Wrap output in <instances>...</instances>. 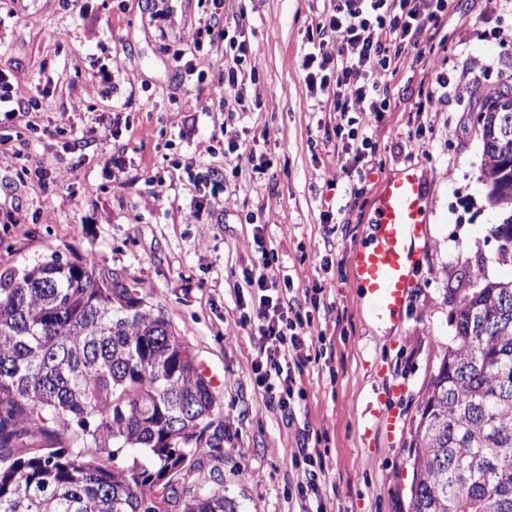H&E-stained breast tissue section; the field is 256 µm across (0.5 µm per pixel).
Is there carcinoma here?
<instances>
[{"mask_svg": "<svg viewBox=\"0 0 512 512\" xmlns=\"http://www.w3.org/2000/svg\"><path fill=\"white\" fill-rule=\"evenodd\" d=\"M511 92L485 98L481 127L489 200L507 212L490 234L510 241ZM450 304L412 435L410 512H512V278ZM217 411L193 348L121 273L53 254L0 275V512H236L220 480L190 482L221 448Z\"/></svg>", "mask_w": 512, "mask_h": 512, "instance_id": "carcinoma-1", "label": "carcinoma"}]
</instances>
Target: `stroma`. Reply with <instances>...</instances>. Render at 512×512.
Here are the masks:
<instances>
[{"label": "stroma", "mask_w": 512, "mask_h": 512, "mask_svg": "<svg viewBox=\"0 0 512 512\" xmlns=\"http://www.w3.org/2000/svg\"><path fill=\"white\" fill-rule=\"evenodd\" d=\"M322 9V0H224L222 23L243 25L260 77L246 87L247 148L218 206L200 204L192 176L222 163V116L197 109L200 87L171 56L209 13L207 0H0V69L41 101L37 114L0 122V274L54 253L91 255L164 309L220 407L223 448L203 456L194 478L222 476L237 512H296L291 450L304 437L325 462L328 512H408V445L448 346L449 292L478 270L512 276L489 234L504 212L488 201L477 122L484 98L512 87V0H448L437 62L402 56L388 79L391 112L366 117L374 147L358 197L352 157L311 146L336 123L333 95L310 98L301 67ZM62 30L68 40L56 39ZM440 73L456 94L418 111ZM418 128L424 142L410 145ZM407 165L425 185V254L400 323L380 330L352 285L351 256L371 234L382 180ZM157 181L160 196L148 201ZM257 209L275 273L290 277L312 318L306 398L289 421L256 384L258 339L239 323L251 306L235 292L253 255L245 215ZM327 210L339 222L332 237ZM316 288L315 309L305 294ZM393 384L399 432L363 439L374 391Z\"/></svg>", "instance_id": "obj_1"}]
</instances>
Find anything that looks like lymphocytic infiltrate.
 <instances>
[{
    "instance_id": "lymphocytic-infiltrate-1",
    "label": "lymphocytic infiltrate",
    "mask_w": 512,
    "mask_h": 512,
    "mask_svg": "<svg viewBox=\"0 0 512 512\" xmlns=\"http://www.w3.org/2000/svg\"><path fill=\"white\" fill-rule=\"evenodd\" d=\"M213 9L199 25L184 34V48L172 54L178 72L193 73L194 60L204 47L223 40L227 60L224 71L208 85L204 109L223 112L221 131L227 143L225 165L245 146L238 127L240 113L246 112L244 90L256 81L258 70L252 62L248 39L218 27L224 0H211ZM448 9V0H329L315 26L311 49L302 67L310 96L333 93L336 98V137L342 153L355 163L369 156L373 131L355 117V109L384 116L390 109L385 79L394 73L406 51L426 53L423 35L429 21ZM339 38L335 52H327L328 39ZM255 249L249 268L243 269L245 286L254 301L251 327L259 341V355L252 364L258 386L272 394L285 419L295 413L297 378L303 373L308 336L306 321L293 296L290 281H279L272 273V259L261 235H254Z\"/></svg>"
}]
</instances>
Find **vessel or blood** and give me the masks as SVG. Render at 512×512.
Returning a JSON list of instances; mask_svg holds the SVG:
<instances>
[{"instance_id": "1", "label": "vessel or blood", "mask_w": 512, "mask_h": 512, "mask_svg": "<svg viewBox=\"0 0 512 512\" xmlns=\"http://www.w3.org/2000/svg\"><path fill=\"white\" fill-rule=\"evenodd\" d=\"M423 203V182L414 167L389 174L375 198L370 239L352 254L353 283L370 300L378 323H399L407 304L426 237ZM393 395L390 389L377 393L370 431L389 436L398 431L399 418L388 408Z\"/></svg>"}]
</instances>
